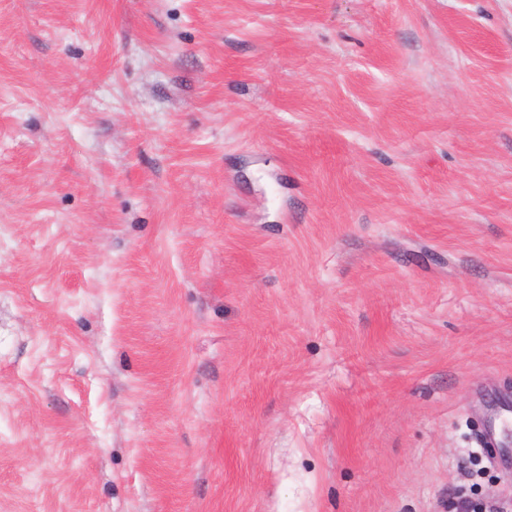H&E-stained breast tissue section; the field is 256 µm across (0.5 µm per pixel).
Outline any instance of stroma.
Segmentation results:
<instances>
[{
  "label": "stroma",
  "instance_id": "1",
  "mask_svg": "<svg viewBox=\"0 0 512 512\" xmlns=\"http://www.w3.org/2000/svg\"><path fill=\"white\" fill-rule=\"evenodd\" d=\"M512 0H0V512L512 498Z\"/></svg>",
  "mask_w": 512,
  "mask_h": 512
}]
</instances>
